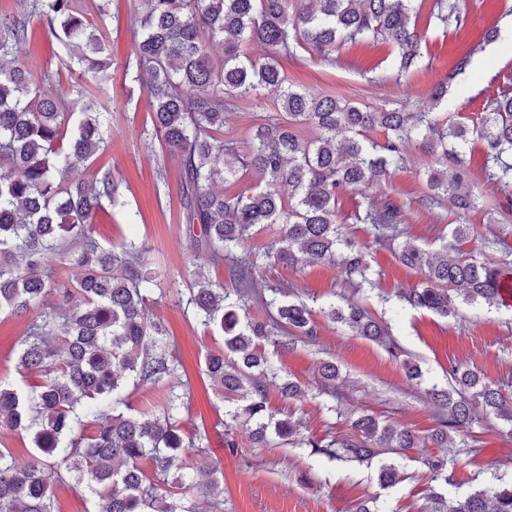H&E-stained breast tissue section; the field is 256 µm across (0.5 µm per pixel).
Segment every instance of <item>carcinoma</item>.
<instances>
[{
	"label": "carcinoma",
	"instance_id": "cac0c4a2",
	"mask_svg": "<svg viewBox=\"0 0 512 512\" xmlns=\"http://www.w3.org/2000/svg\"><path fill=\"white\" fill-rule=\"evenodd\" d=\"M137 71H147L153 121L170 153L181 158L185 223L190 245L216 261L233 265V285L212 284L204 275L190 284L186 305L207 326L224 334L223 349L205 359V375L230 400L240 397L234 419L261 446L276 438L310 447L342 462L389 459L378 479H398L393 456L415 448L448 447L470 437L477 408L512 421L504 393L481 373L452 365L447 387L427 390L438 409L427 437L371 414L351 419V433L325 443L297 438L291 418L277 419L267 404V386L278 373L264 343L292 336H318L313 310L303 301L270 298L253 288L270 263L298 268L336 265L347 279L375 287L367 272L370 247L346 240L336 205L348 191L361 192L403 160L406 142L422 141L427 163L426 195L431 205L450 197L458 214L476 207L461 173L469 138L483 141L488 180L512 185V92L491 99L467 124L442 120L436 112L370 110L332 96H316L288 83L278 57L295 48L328 60L347 42L385 40L407 72L421 57L420 36L410 26L414 0H142ZM35 16L57 28L70 64L91 77L110 63L104 34L80 0H16V11L0 15V314L32 315L21 342L18 365L39 382L23 393L0 382V425L30 435L38 456L24 461L0 448V512H59L52 486L70 479L84 484L93 512H197L184 502L194 474L186 449L201 448L198 434L184 430L179 396L169 393L162 412L134 415L121 410L134 387L171 388L179 358L159 344L161 330L146 312L149 293L160 283L140 271L147 248L116 250L94 238L104 201H114L117 184L107 171L88 184L78 175L107 147L104 113L62 112L48 90L33 81L19 60L27 36L21 16ZM435 23L463 27L455 4L437 3ZM224 45L214 61L205 38ZM266 54L253 58L246 46ZM274 98L284 117L265 116L249 139L224 140V111L231 103ZM381 131L383 140L369 137ZM258 172L264 186L244 185ZM239 185L231 194L217 182ZM357 220L373 228V243L394 246L399 261L424 280L400 298L414 310L446 316L452 297L466 303H502L512 264L458 248L474 234L472 224H450L451 243L432 252L403 237L402 207L369 200ZM200 234H194V225ZM278 237L262 247L252 240L272 225ZM77 270L66 283L50 280L54 263ZM265 312L250 315L252 306ZM327 317L357 336L381 342L392 356L402 352L385 321L350 301L330 307ZM92 417L87 430L82 417ZM431 481L448 484V458L427 454ZM196 490L220 507L224 465L215 461ZM430 512H512V483L487 487L452 506L431 489Z\"/></svg>",
	"mask_w": 512,
	"mask_h": 512
}]
</instances>
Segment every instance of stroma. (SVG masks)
Returning <instances> with one entry per match:
<instances>
[{
  "label": "stroma",
  "instance_id": "obj_1",
  "mask_svg": "<svg viewBox=\"0 0 512 512\" xmlns=\"http://www.w3.org/2000/svg\"><path fill=\"white\" fill-rule=\"evenodd\" d=\"M101 4L106 5V14H99ZM434 4L435 0L415 2L414 20L423 36L419 69L400 72L394 47L382 40L345 44L329 62L300 48L282 59L281 66L297 88L370 109L406 105L433 111L430 91L444 82L453 112L476 118L499 89L512 88V45L484 38L486 32L500 30L512 19V0H457L465 24L448 32L430 23ZM82 7L96 27L106 32L112 62L108 78L90 80L91 92L84 100H77L72 92L82 77L69 67L64 49L46 23L31 19L20 52L35 82L50 89L63 110L76 112L87 105L108 115L110 146L81 174L89 181L108 170L119 183L117 202L102 216L95 238L106 247L132 241L147 248L145 269L155 273L162 285L150 298L149 313L163 326L185 364L188 383L177 389L183 401L181 415L188 431L205 438L203 447L191 451L194 464L204 470L218 459L224 465L222 512H355L359 502L369 499L378 512H429L431 480L420 451L400 457V481L384 487L378 481L380 459L343 463L309 447L262 448L247 438L240 422L228 416L229 402L209 387L203 373L205 357L221 347L222 335L197 321L174 287L187 282L190 271L197 268L211 282L227 284L232 268L229 262L214 261L208 252L190 247L189 232L181 220V161L170 154L153 128L150 98L142 82L125 71L127 62L136 57L140 0H82ZM427 160L419 142H411L403 163L380 183L362 194L342 195L337 217L347 236L370 242V225L355 219L358 204L369 196L403 207L408 237L429 248L439 247L456 214L447 199L438 207L424 205ZM484 163L483 142L471 139L466 165L481 205L465 217L475 232L464 247L476 252L481 243L494 240L498 243L494 257L509 261L512 236L504 235L501 225L490 223L487 211L512 206V187L504 189L488 181ZM368 261L377 283L372 290L356 289L338 268L320 264L297 270L275 266L261 273L259 286L281 289L287 299L306 302L319 330L310 343L292 339L284 347H266L282 375L307 392L304 398L287 399L277 387H270L269 406L277 417L299 420L302 435L316 440L346 434L352 411L367 412L424 436L437 420L426 390L434 384L446 386L449 366L478 370L494 382L512 381V306L490 308L459 301L454 314L445 318L412 311L397 293L420 281V273L403 266L392 251L379 245H372ZM348 300L384 316L406 359L421 367L423 381L408 380L400 363L381 344L351 335L322 315V308ZM29 322L26 316H0V381L21 388L37 381L17 364L19 341ZM326 361L340 371L333 397L317 392L320 368ZM229 429L237 439L233 451L224 446ZM471 431V441H457L444 450L452 475L444 493L452 501L512 481V423L500 417L482 418L472 424Z\"/></svg>",
  "mask_w": 512,
  "mask_h": 512
}]
</instances>
